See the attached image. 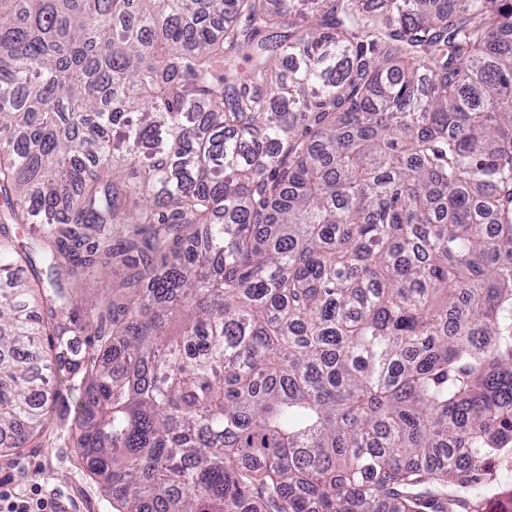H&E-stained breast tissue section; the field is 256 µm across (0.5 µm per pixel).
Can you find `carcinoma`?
<instances>
[{
	"label": "carcinoma",
	"instance_id": "carcinoma-1",
	"mask_svg": "<svg viewBox=\"0 0 512 512\" xmlns=\"http://www.w3.org/2000/svg\"><path fill=\"white\" fill-rule=\"evenodd\" d=\"M63 380L118 512H512V0H0V456Z\"/></svg>",
	"mask_w": 512,
	"mask_h": 512
}]
</instances>
